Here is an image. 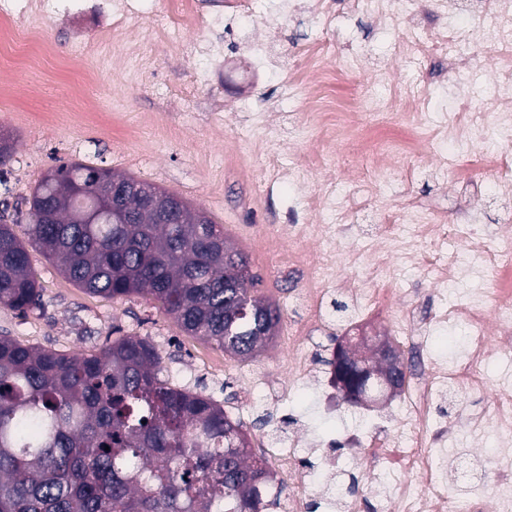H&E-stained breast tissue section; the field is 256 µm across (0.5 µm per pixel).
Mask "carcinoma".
Wrapping results in <instances>:
<instances>
[{
	"mask_svg": "<svg viewBox=\"0 0 512 512\" xmlns=\"http://www.w3.org/2000/svg\"><path fill=\"white\" fill-rule=\"evenodd\" d=\"M22 203H0V305L42 307L28 252L11 223L75 285L111 298L143 294L182 331L245 360L266 347L278 307L252 294L258 276L214 222L159 189L153 207L131 197L133 224H77L105 181L125 176L82 162L57 166ZM178 223L161 224L165 207ZM247 307L250 318L228 325ZM144 338L95 353L60 354L0 336V512H259L279 508L271 473L243 425L210 398L161 377Z\"/></svg>",
	"mask_w": 512,
	"mask_h": 512,
	"instance_id": "cac0c4a2",
	"label": "carcinoma"
}]
</instances>
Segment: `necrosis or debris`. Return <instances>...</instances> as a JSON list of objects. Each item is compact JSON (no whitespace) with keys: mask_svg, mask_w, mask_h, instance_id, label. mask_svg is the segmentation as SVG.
I'll list each match as a JSON object with an SVG mask.
<instances>
[{"mask_svg":"<svg viewBox=\"0 0 512 512\" xmlns=\"http://www.w3.org/2000/svg\"><path fill=\"white\" fill-rule=\"evenodd\" d=\"M355 11L371 15L385 28L399 27L393 56L416 64L433 53L448 57L451 73L448 106L443 120L431 125L424 111L422 91L406 89L389 97L361 95L340 103L332 94L338 74L351 72L350 57H337L335 47L314 40L302 54L300 73L317 69L320 79L309 86L306 108L320 127L328 144L345 136H367L366 115L370 112L401 113L410 124L435 128L439 139L450 142L454 151L448 160L459 167L472 143L491 140L494 148L483 154L473 173L496 171L503 192L512 191V103L499 97L500 89L512 86V0H451L455 17L431 40L415 33L425 0H410L404 14H397L390 0H349ZM59 0H27L24 22H16L10 6L0 7V49L23 52L24 36L32 34L42 17L58 9ZM165 29L172 43L185 51L200 53L199 43H183L181 35L201 27L205 13L200 0H167ZM480 48L484 62L482 78L486 95L473 92L472 74L461 64L468 51ZM337 58L335 70L324 69L329 58ZM411 225L404 259L431 273L436 284L466 286L463 302L441 311L440 321L465 325V344L445 360L431 353V336L420 327L408 337L410 365L404 368V387L394 417L398 426L386 435L377 421L359 418L346 428L331 405V395L323 391L318 374L314 343L323 322L314 319L295 330L288 339L287 392L306 385L316 396L329 423V434L312 438L296 432L287 446L269 449L278 474L288 478V494L281 512H512V377L497 380L494 396L481 413L466 417L461 432L440 425L436 402L449 390L484 391L489 368L512 349V232L503 231L495 247L469 243L463 253L442 254L439 247L448 238L470 234L466 224H448L436 215L414 210L390 212L382 218V234L391 237L396 224ZM311 226H290L289 239L298 241L293 263L302 265L306 294L318 296L332 273L326 259L307 249V242L322 238ZM481 440L494 436L491 469L471 468L476 449L460 440L461 435ZM392 437L401 455V465L389 463L376 444Z\"/></svg>","mask_w":512,"mask_h":512,"instance_id":"4bbe7bcc","label":"necrosis or debris"}]
</instances>
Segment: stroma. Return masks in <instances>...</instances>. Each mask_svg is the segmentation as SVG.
I'll list each match as a JSON object with an SVG mask.
<instances>
[{"instance_id":"35a3bbf8","label":"stroma","mask_w":512,"mask_h":512,"mask_svg":"<svg viewBox=\"0 0 512 512\" xmlns=\"http://www.w3.org/2000/svg\"><path fill=\"white\" fill-rule=\"evenodd\" d=\"M309 2L300 0L299 8L285 16L258 8L185 33V40L223 46L219 57L206 62L155 32L152 17L161 13L163 0H143L142 17L107 42L116 52L124 38L138 40L149 62L145 69L135 65L118 74L98 51L80 52L106 21L108 0H80L42 18L38 38L53 48V60L29 64L22 56L0 54V132L14 143L5 168L9 203L28 197L47 169L66 162L93 164L182 196L223 226L261 279L255 295L278 305L281 326L268 349L245 361L232 358L218 345L183 332L147 298L112 299L79 288L34 248L30 264L43 306L22 314L0 305V336L64 354L96 352L122 337L147 339L162 355V375L171 385L212 397L231 416L241 385L223 378V371L276 374L288 353V325L303 319L306 307L291 293V242L276 240L272 257L258 243L279 225L318 223L317 215L303 210L302 197L323 186L344 193L351 169L374 160L362 146L345 141L326 149L317 134L305 132L304 91L290 81L294 60L319 36L333 42L337 54L356 51L360 70L336 86L343 100L362 92L375 67L387 69L386 87L418 83L435 105L450 82L447 59L432 57L418 68H406L389 52L393 32L374 19L341 9L327 21L309 11ZM254 39L271 46L269 66L257 67L251 58L247 44ZM203 65L212 75L199 88L196 73ZM270 153L278 154L285 168L304 170V179L294 183L274 177L264 165ZM409 200L422 211L440 212L452 224L480 214L477 232L486 245L494 244L499 225L512 220V200L500 196L494 175L465 183L456 171L438 170L433 157L416 156L405 169L392 172L385 186L362 194L358 212L336 223L337 238L369 253L381 239L383 215ZM385 285L421 313L458 297L453 287L444 296L434 293L432 277L415 267L400 269ZM349 302L336 290L327 296L330 336L399 329L398 309L382 308L358 322ZM300 421L317 433L327 428L306 388L280 410L258 412L242 423L256 447L265 438L280 442Z\"/></svg>"}]
</instances>
